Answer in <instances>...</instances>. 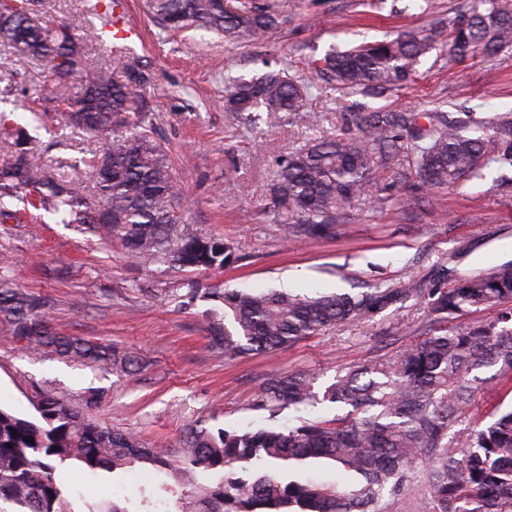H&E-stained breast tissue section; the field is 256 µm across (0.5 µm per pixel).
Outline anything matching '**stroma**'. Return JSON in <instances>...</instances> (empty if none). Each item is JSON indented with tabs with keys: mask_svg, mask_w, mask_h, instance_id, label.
<instances>
[{
	"mask_svg": "<svg viewBox=\"0 0 512 512\" xmlns=\"http://www.w3.org/2000/svg\"><path fill=\"white\" fill-rule=\"evenodd\" d=\"M261 41H227L189 30L172 33L126 0L142 33L130 51L146 83L155 138L168 150L181 193L183 218L206 235L224 238L237 256L223 270L178 271L164 259H130L87 225L63 224L50 213L21 214L0 224V273L41 296L60 332L112 344L138 356L136 371L101 370L41 354L0 333V406L37 417L44 396L77 407L96 424L136 435L149 448H176L190 425L210 432L296 424L294 411L257 409L272 374L304 370L318 386L343 368L388 359L421 337L423 305L373 307L369 318L326 329L274 352L225 356L213 340L215 302H187V285L285 289L301 297L371 294L414 280L432 288L512 263V167H495L465 187L414 189V172L377 170L368 194L353 202L330 235L284 241L271 210L270 179L277 159L319 138L343 132L341 112H419L438 108L460 117L512 114V49L461 62L444 48L449 17L464 0H292ZM432 32L436 47L413 82L381 94L351 93L317 75L311 62L329 48L344 51L399 31ZM39 61L21 67L0 53V110L43 147V160L65 178L93 188L88 162L102 145L66 126L55 113L33 120L24 90L38 87ZM281 70L311 88L307 115L283 114L273 127L246 125L224 110L229 78ZM472 408L491 421L512 407V383L495 369Z\"/></svg>",
	"mask_w": 512,
	"mask_h": 512,
	"instance_id": "35a3bbf8",
	"label": "stroma"
}]
</instances>
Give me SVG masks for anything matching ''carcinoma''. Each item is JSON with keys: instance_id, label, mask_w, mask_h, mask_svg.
<instances>
[{"instance_id": "obj_1", "label": "carcinoma", "mask_w": 512, "mask_h": 512, "mask_svg": "<svg viewBox=\"0 0 512 512\" xmlns=\"http://www.w3.org/2000/svg\"><path fill=\"white\" fill-rule=\"evenodd\" d=\"M148 10L170 31L200 28L228 41L259 40L278 25L280 13L259 0H147ZM86 18L45 20L35 0H0V49L20 64L44 62L43 89L27 110L52 104L69 124L104 141L89 163L96 193L56 175L37 160V140L0 111V135L15 139L18 155L0 166V221H20L15 199L49 210L63 224H86L103 240L116 238L132 257L162 254L174 267L224 269L235 261L223 239L182 222L179 191L167 151L145 121L150 111L145 78L123 53L112 65L89 69L74 49ZM448 56H495L512 47V0H466L448 25ZM433 49L430 35L405 30L391 39L332 51L313 62L350 91L378 93L413 80ZM124 78L115 77V73ZM309 86L279 72L240 79L227 110L271 125L283 112L307 111ZM352 136L324 138L282 159L271 178L276 221L285 238L301 230L330 233L346 206L365 195L375 171L401 165V145L413 150L418 185L440 188L481 180L493 163L512 165V118L464 120L438 109L423 112H346ZM220 302L224 334L213 337L224 354L278 350L327 327L360 320L368 301L348 294L301 298L271 289L254 292L197 283L189 297ZM422 296L423 337L389 360L354 365L315 390L304 371L270 377L256 406L272 413L301 412L321 402L351 407L333 419L303 418L291 428L220 430L191 427L171 452L146 448L133 434L103 428L53 397L30 420L0 408V512H392L413 497L416 512H512V410L466 432L456 446L448 431L469 418L482 384L468 378L484 365L512 378V264L459 278L452 286L419 288L408 281L376 297ZM46 304L0 275V332L25 342L27 351L100 369L129 371L132 356L114 346L68 336L49 321ZM491 310L480 326L456 316ZM34 442H29V438ZM66 465L90 478L121 475L150 465L163 479L140 488L119 506L89 503L57 475ZM313 465L341 468L345 484L306 476Z\"/></svg>"}]
</instances>
